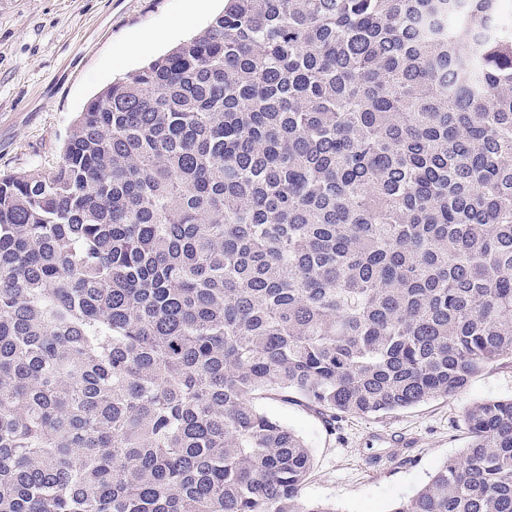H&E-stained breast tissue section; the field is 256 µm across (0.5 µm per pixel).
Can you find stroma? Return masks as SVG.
Masks as SVG:
<instances>
[{
	"label": "stroma",
	"mask_w": 512,
	"mask_h": 512,
	"mask_svg": "<svg viewBox=\"0 0 512 512\" xmlns=\"http://www.w3.org/2000/svg\"><path fill=\"white\" fill-rule=\"evenodd\" d=\"M224 8L189 0H0V173L51 171L76 115L112 80L203 30ZM171 39L152 42V35ZM512 397V364L497 363L461 393L380 417H346L328 430L305 408L264 401L306 442L314 470L304 501L336 512H390L466 448L473 402Z\"/></svg>",
	"instance_id": "1"
}]
</instances>
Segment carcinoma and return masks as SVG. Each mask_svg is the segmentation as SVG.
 Listing matches in <instances>:
<instances>
[{
    "label": "carcinoma",
    "mask_w": 512,
    "mask_h": 512,
    "mask_svg": "<svg viewBox=\"0 0 512 512\" xmlns=\"http://www.w3.org/2000/svg\"><path fill=\"white\" fill-rule=\"evenodd\" d=\"M512 362L502 0H225L0 173V512H335L325 425ZM391 512H512V398Z\"/></svg>",
    "instance_id": "carcinoma-1"
}]
</instances>
